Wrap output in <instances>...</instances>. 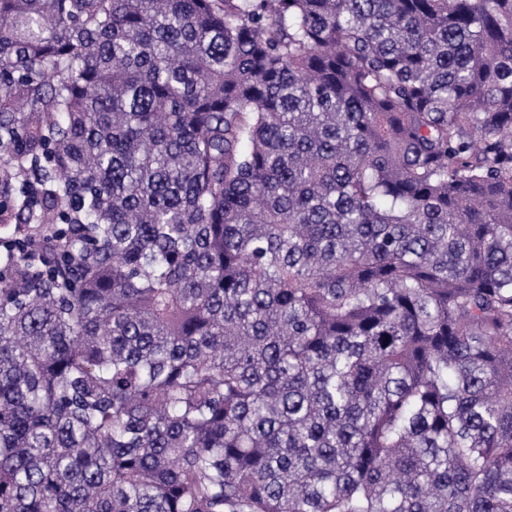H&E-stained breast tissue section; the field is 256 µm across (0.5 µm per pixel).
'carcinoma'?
<instances>
[{"label": "carcinoma", "instance_id": "cac0c4a2", "mask_svg": "<svg viewBox=\"0 0 512 512\" xmlns=\"http://www.w3.org/2000/svg\"><path fill=\"white\" fill-rule=\"evenodd\" d=\"M0 512H512V0H0Z\"/></svg>", "mask_w": 512, "mask_h": 512}]
</instances>
